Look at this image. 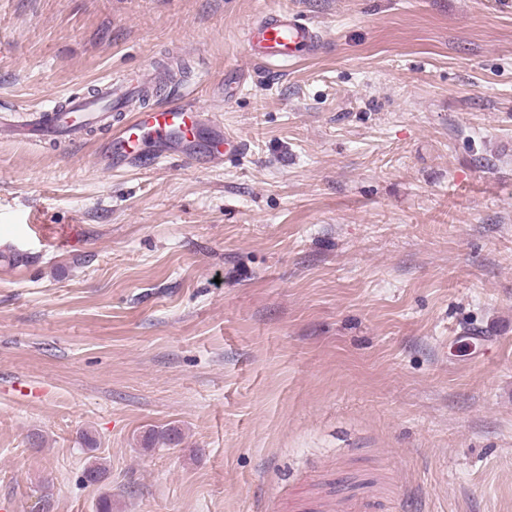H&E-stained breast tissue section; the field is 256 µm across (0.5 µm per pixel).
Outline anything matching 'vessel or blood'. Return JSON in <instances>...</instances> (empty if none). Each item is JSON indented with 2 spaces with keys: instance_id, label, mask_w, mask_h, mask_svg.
I'll list each match as a JSON object with an SVG mask.
<instances>
[{
  "instance_id": "obj_1",
  "label": "vessel or blood",
  "mask_w": 512,
  "mask_h": 512,
  "mask_svg": "<svg viewBox=\"0 0 512 512\" xmlns=\"http://www.w3.org/2000/svg\"><path fill=\"white\" fill-rule=\"evenodd\" d=\"M246 42L249 55L268 64L312 56L323 46L313 24L282 10L263 13L252 21L247 27ZM147 82L148 75L143 71L104 76L95 88V97L41 106L32 123L18 129L17 134L28 140L48 138L68 147L79 144L88 129L107 127L103 162L113 170L176 152L188 155L201 124V114L192 99L182 96L172 103L139 108L130 120L114 119V112L139 96ZM244 149L243 140L227 132L211 141L209 159L220 162L224 157L241 155ZM335 510L383 512V504L371 496L351 497L338 503Z\"/></svg>"
}]
</instances>
